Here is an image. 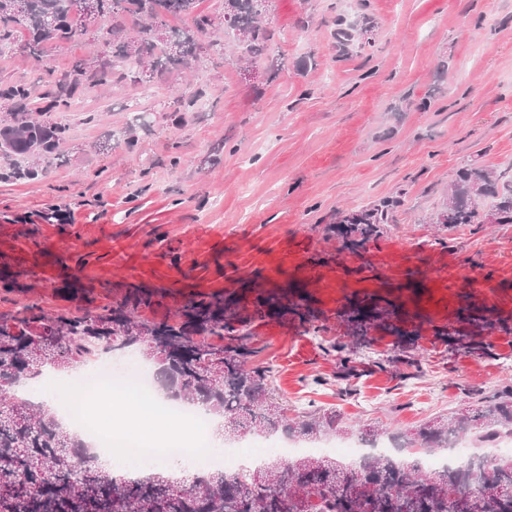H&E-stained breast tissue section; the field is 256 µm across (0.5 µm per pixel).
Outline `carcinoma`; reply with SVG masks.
Masks as SVG:
<instances>
[{"mask_svg":"<svg viewBox=\"0 0 512 512\" xmlns=\"http://www.w3.org/2000/svg\"><path fill=\"white\" fill-rule=\"evenodd\" d=\"M197 0H0V54L22 42L40 56L47 43H68L82 35L78 20L103 18L111 51L104 57H78L68 69L53 70L52 108L66 109L77 94L110 76L118 82L143 83V76L166 75L187 60H200L199 37L222 26L237 36L247 60L267 51L272 33L261 17V0H224L222 12L200 17ZM137 16L142 25L130 29ZM193 16L190 29L174 28L168 18ZM160 24L166 38L153 36ZM368 17L336 20V50L347 56L363 46ZM30 90L23 83H0V103L10 107L0 127V156L29 159L28 173L40 158L58 159L67 127L48 117L31 118ZM145 116L127 122L122 143L135 150L136 129ZM492 199L498 224H512V185L499 187V176L474 164L457 170L448 198L436 214L438 231L480 224L482 200ZM399 197L391 196L345 212L324 228L342 247L354 250L384 235ZM154 293L131 290L112 306L89 307L79 315L49 314L36 304L0 314V512H512V457L483 459L427 473L418 463L370 455L358 465H343L326 456L274 458L261 467L226 475H196L187 483L156 471L139 480L113 476L86 452L84 442L69 435L56 415L42 405L20 401L10 389L47 368L77 366L86 345L112 352L134 349L156 365L166 394L197 405L239 431L281 433L297 440L349 431L344 414L319 408L288 416V407L273 387V369L249 364L261 349L254 334L234 317L223 298L190 300L179 321L149 320L139 312L153 304ZM369 327L354 328L356 341L328 342L321 349L336 355L341 367L352 363L367 343ZM480 434L484 441L512 435V386L481 394L477 403L449 416L420 422L409 430L422 448H446L448 438ZM269 484L274 492L246 493L242 481Z\"/></svg>","mask_w":512,"mask_h":512,"instance_id":"obj_1","label":"carcinoma"}]
</instances>
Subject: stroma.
<instances>
[{"label":"stroma","mask_w":512,"mask_h":512,"mask_svg":"<svg viewBox=\"0 0 512 512\" xmlns=\"http://www.w3.org/2000/svg\"><path fill=\"white\" fill-rule=\"evenodd\" d=\"M340 14L371 22L365 46L343 60ZM267 23L274 40L255 66L225 32L224 59L185 68L207 96L183 126L170 120L173 77L155 79L136 153L112 135L137 87L107 79L54 113L69 128L64 162L0 181V268L29 285L0 290V314L30 303L77 315L148 288L161 304L141 315L160 320L192 299L230 298L289 415L336 408L351 424L382 426L408 460L413 425L512 385V335L471 344L458 317L471 284L454 274L478 265L493 318L512 324V224H471L437 244L432 222L458 168L475 162L512 179V0H273ZM85 27L42 60L0 55V81L45 94L46 66L102 53L99 20ZM389 196L400 204L384 236L357 251L326 236L341 213ZM70 240L63 260L45 254L46 242ZM386 304L356 375L340 377L319 339L350 341L352 316ZM318 375L332 385L315 386Z\"/></svg>","instance_id":"1"}]
</instances>
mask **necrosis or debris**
Returning <instances> with one entry per match:
<instances>
[{"label":"necrosis or debris","instance_id":"1","mask_svg":"<svg viewBox=\"0 0 512 512\" xmlns=\"http://www.w3.org/2000/svg\"><path fill=\"white\" fill-rule=\"evenodd\" d=\"M104 387L132 391L151 400L155 407L164 411L168 421L190 427L192 443L173 439L159 448L109 423L89 420L87 396ZM61 391L66 423L91 440L94 452L110 456L115 464L131 471L175 456L192 465L231 474L246 470L268 456L277 455L286 460L292 453L284 440L271 435H260L231 448L217 445L210 436L212 416L170 398H157L151 368L129 352H106L99 347L88 349ZM496 454H512V436L500 440L495 448L485 450L472 447L467 437L458 436L440 455L429 457L427 464L442 467Z\"/></svg>","mask_w":512,"mask_h":512}]
</instances>
